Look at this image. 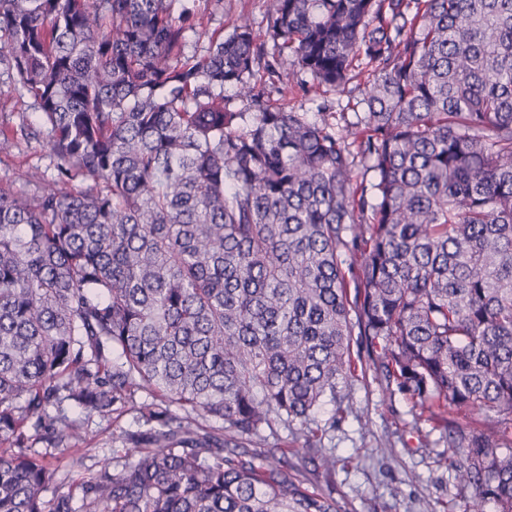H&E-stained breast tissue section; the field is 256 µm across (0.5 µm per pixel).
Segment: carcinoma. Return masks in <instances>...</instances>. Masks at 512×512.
<instances>
[{"label": "carcinoma", "mask_w": 512, "mask_h": 512, "mask_svg": "<svg viewBox=\"0 0 512 512\" xmlns=\"http://www.w3.org/2000/svg\"><path fill=\"white\" fill-rule=\"evenodd\" d=\"M273 57L345 91L310 120L244 22L172 0H0V66L56 178L0 184V512H339L286 452L331 470L315 414L344 413L352 336L421 411L492 421L449 463L512 512V0H270ZM236 89L250 111L224 100ZM81 179L84 186L62 185ZM358 267L346 279V260ZM145 431L46 499L78 427L136 406Z\"/></svg>", "instance_id": "cac0c4a2"}]
</instances>
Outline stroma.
Instances as JSON below:
<instances>
[{"label":"stroma","mask_w":512,"mask_h":512,"mask_svg":"<svg viewBox=\"0 0 512 512\" xmlns=\"http://www.w3.org/2000/svg\"><path fill=\"white\" fill-rule=\"evenodd\" d=\"M185 5L204 16L203 31L189 36L187 51L191 54H203L210 32L230 33L243 18L257 34L267 29L268 0H175L173 7L178 10ZM35 120L30 98L0 68V128L16 132ZM25 171L48 180L55 177L47 151L37 142L20 141L10 154L0 155V181L26 191L19 179ZM340 391L350 397V407L341 419H332L329 403L317 414L319 422H336L323 440L326 452L337 458L334 471L327 473L300 461L295 450L301 442L290 430L277 427L268 438L271 446L289 448V463L300 465L310 487L334 498L340 512H466L474 490L461 484L446 462L448 425L456 423L468 434L485 433L489 423L483 416L464 411L439 418L422 416L402 393L357 376L342 382ZM133 427L128 414L95 416L83 424L82 466L70 467L68 453L57 455L63 487L79 485L89 473L111 462L116 437Z\"/></svg>","instance_id":"1"}]
</instances>
